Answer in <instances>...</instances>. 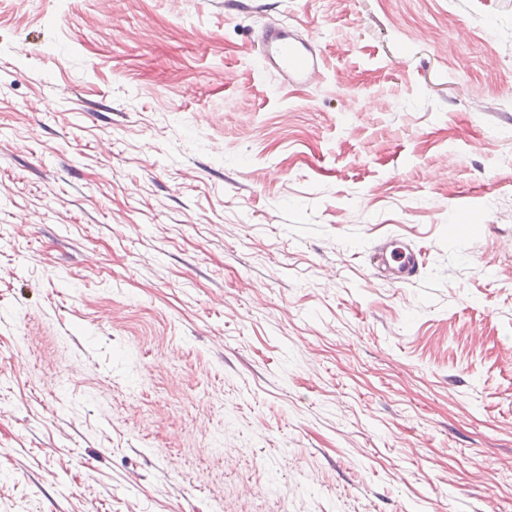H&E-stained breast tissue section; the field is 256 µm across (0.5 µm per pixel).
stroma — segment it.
Wrapping results in <instances>:
<instances>
[{
  "instance_id": "35a3bbf8",
  "label": "stroma",
  "mask_w": 512,
  "mask_h": 512,
  "mask_svg": "<svg viewBox=\"0 0 512 512\" xmlns=\"http://www.w3.org/2000/svg\"><path fill=\"white\" fill-rule=\"evenodd\" d=\"M266 2L0 0V512H512V0ZM260 43L264 69L282 85L308 88L323 68L313 40L299 37L283 22L266 25ZM420 256V249L412 247L407 241L388 237L374 249L372 264L393 283L407 284L420 274Z\"/></svg>"
}]
</instances>
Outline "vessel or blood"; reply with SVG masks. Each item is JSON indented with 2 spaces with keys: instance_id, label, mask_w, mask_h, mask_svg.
Masks as SVG:
<instances>
[{
  "instance_id": "obj_1",
  "label": "vessel or blood",
  "mask_w": 512,
  "mask_h": 512,
  "mask_svg": "<svg viewBox=\"0 0 512 512\" xmlns=\"http://www.w3.org/2000/svg\"><path fill=\"white\" fill-rule=\"evenodd\" d=\"M261 62L282 85L310 87L323 68V56L312 39L299 37L282 23L267 25L260 37ZM421 252L407 241L389 237L380 241L372 264L393 283L407 284L420 274Z\"/></svg>"
}]
</instances>
